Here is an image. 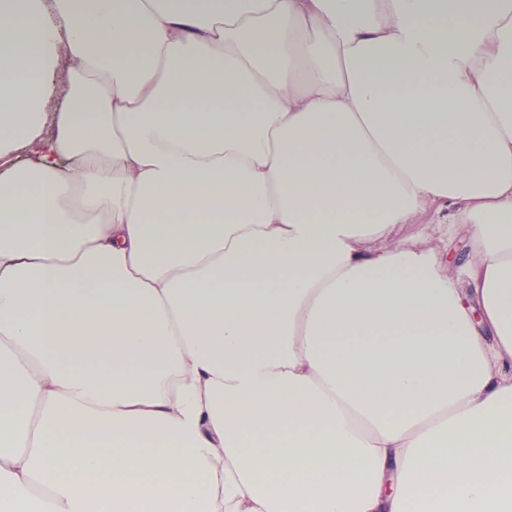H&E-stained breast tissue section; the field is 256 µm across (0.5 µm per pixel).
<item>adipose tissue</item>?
<instances>
[{"label": "adipose tissue", "mask_w": 512, "mask_h": 512, "mask_svg": "<svg viewBox=\"0 0 512 512\" xmlns=\"http://www.w3.org/2000/svg\"><path fill=\"white\" fill-rule=\"evenodd\" d=\"M0 512H512V0H0Z\"/></svg>", "instance_id": "1"}]
</instances>
